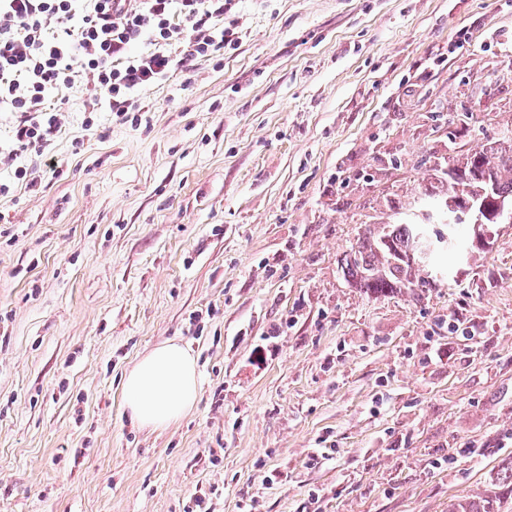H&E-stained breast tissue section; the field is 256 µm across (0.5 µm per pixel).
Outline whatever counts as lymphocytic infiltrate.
Returning <instances> with one entry per match:
<instances>
[{
    "mask_svg": "<svg viewBox=\"0 0 512 512\" xmlns=\"http://www.w3.org/2000/svg\"><path fill=\"white\" fill-rule=\"evenodd\" d=\"M229 0H0V112L17 113L16 152L52 159L67 92L124 116L135 95L236 42ZM154 51L129 54L141 38Z\"/></svg>",
    "mask_w": 512,
    "mask_h": 512,
    "instance_id": "lymphocytic-infiltrate-1",
    "label": "lymphocytic infiltrate"
}]
</instances>
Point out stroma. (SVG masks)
I'll list each match as a JSON object with an SVG mask.
<instances>
[{
	"label": "stroma",
	"instance_id": "35a3bbf8",
	"mask_svg": "<svg viewBox=\"0 0 512 512\" xmlns=\"http://www.w3.org/2000/svg\"><path fill=\"white\" fill-rule=\"evenodd\" d=\"M240 39L55 172L0 113V512H449L512 463V224L372 297L343 260L512 134V0H233ZM35 173L36 186L16 181ZM175 340L195 406L124 374ZM126 406L133 422L161 428L179 419L198 397V373L190 354L167 343L141 357L124 377Z\"/></svg>",
	"mask_w": 512,
	"mask_h": 512
}]
</instances>
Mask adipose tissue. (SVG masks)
<instances>
[{"label":"adipose tissue","mask_w":512,"mask_h":512,"mask_svg":"<svg viewBox=\"0 0 512 512\" xmlns=\"http://www.w3.org/2000/svg\"><path fill=\"white\" fill-rule=\"evenodd\" d=\"M133 422L161 428L179 419L198 397V373L190 354L167 343L141 357L124 378Z\"/></svg>","instance_id":"obj_1"}]
</instances>
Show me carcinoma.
I'll use <instances>...</instances> for the list:
<instances>
[{"mask_svg":"<svg viewBox=\"0 0 512 512\" xmlns=\"http://www.w3.org/2000/svg\"><path fill=\"white\" fill-rule=\"evenodd\" d=\"M453 186L441 192V199L448 205L461 210L480 194L481 189H491V199L485 203L482 223L471 227L472 237L483 234V226L500 224L493 200H512V139H506V146L493 153L483 148L474 149L462 161L448 168ZM460 247L458 228L448 225V233L430 237L425 224H388L382 233L372 241H363L348 254L344 263V274L357 288L374 295H384L398 288L414 284L410 279L412 270L432 266L433 257L440 251H455ZM409 251L422 252L420 262L395 260L394 256ZM495 500L482 502H458L451 512H497Z\"/></svg>","mask_w":512,"mask_h":512,"instance_id":"obj_1","label":"carcinoma"}]
</instances>
